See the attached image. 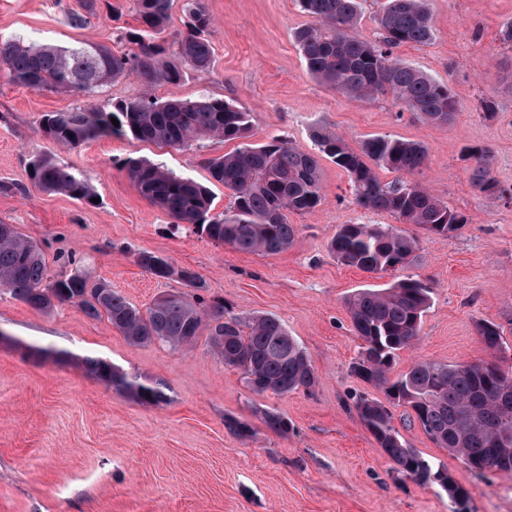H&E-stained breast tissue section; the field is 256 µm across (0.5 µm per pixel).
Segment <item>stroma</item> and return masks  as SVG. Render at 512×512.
Returning a JSON list of instances; mask_svg holds the SVG:
<instances>
[{
    "label": "stroma",
    "instance_id": "stroma-1",
    "mask_svg": "<svg viewBox=\"0 0 512 512\" xmlns=\"http://www.w3.org/2000/svg\"><path fill=\"white\" fill-rule=\"evenodd\" d=\"M109 2L110 10L76 27L70 17L80 0H0V35L115 48L121 28L136 20L132 0ZM204 2L214 18L213 69L204 76L186 72L174 87L157 86V97L206 92L233 103L252 116V145L279 136L307 149L317 127L342 135L353 148L377 135L420 141L428 154L421 181L469 222L448 237L361 209L347 174L325 159L320 205L288 215L297 226L293 245L274 256L242 253L172 229L170 217L139 193L122 167L127 158L143 157L206 184L218 215L232 199L201 161L234 150L235 142L209 138L185 150L103 137L66 149L40 133L41 116L135 97L142 91L136 77L91 97L0 78V222L42 247L48 278L78 265L143 309L160 295L185 290L137 264L139 252H154L194 270L206 296L221 299L226 310L277 317L318 376L309 391L256 394L207 336L188 347L134 345L78 306L45 311L0 293V512H451L437 486L396 479L351 407L356 396L383 393L351 372L363 342L347 300L360 289L405 278L430 288L421 335L400 352L391 377L423 360L495 361L478 333L482 321L500 327L512 355V202L475 189L462 158L464 147H489L494 178L512 188V47L499 39L502 24L512 20V0H430L433 41L396 48L405 62L448 83L458 110L446 126L422 123L388 97L349 99L311 77L293 38L310 19L291 0ZM485 98L496 105L490 120L481 109ZM36 155L89 178L99 203L35 187L29 163ZM342 224L400 226L417 241L413 262L379 277L339 264L328 244ZM51 349L66 351V359L54 361ZM87 356L164 383L167 402L142 405L108 387L86 369ZM264 409L288 418V432L270 430ZM408 413L395 409L402 437L469 491L471 512H512L505 474L477 478ZM229 415L250 426V437L229 433Z\"/></svg>",
    "mask_w": 512,
    "mask_h": 512
}]
</instances>
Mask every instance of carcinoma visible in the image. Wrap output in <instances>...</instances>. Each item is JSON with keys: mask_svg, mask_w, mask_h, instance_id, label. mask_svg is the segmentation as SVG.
Here are the masks:
<instances>
[{"mask_svg": "<svg viewBox=\"0 0 512 512\" xmlns=\"http://www.w3.org/2000/svg\"><path fill=\"white\" fill-rule=\"evenodd\" d=\"M139 26L124 27L119 35L125 49L104 44L61 46L30 43L22 37L0 38V76L36 91L93 95L112 81L134 75L143 92L103 107L50 112L39 121L40 132L73 149L100 138H132L175 148H190L206 136L226 141L248 137L250 113L203 94L196 99L175 95L158 98L154 86L180 84L189 69L208 74L213 68L210 35L214 20L203 0H184L185 31L173 42L164 36L172 0H132ZM312 22L294 33V40L311 76L350 99L389 96L406 110L433 125H447L457 102L448 87L404 62L394 49L405 44L427 45L435 35L429 0H383L377 24L380 43L354 33L358 0H293ZM117 119L114 126L111 119ZM312 148L301 149L285 138L255 146L242 144L201 164L233 199L229 210L210 214L209 189L165 166L128 158L123 168L140 194L165 211L177 227H188L208 239L242 252L268 255L287 250L296 236L288 223L290 212L313 211L322 199L320 158L331 159L346 172L354 203L364 210L385 211L404 224H417L431 233L453 237L468 217L451 210L417 175L427 161L420 141L391 135L365 139L351 149L339 136L316 130ZM471 183L482 193L512 201V191L498 187L491 173V151L467 150ZM397 177L384 183L377 170ZM36 187L66 194L86 203L97 197L87 178L53 159L36 155L30 162ZM416 240L392 225L340 224L330 241V253L342 264L366 273L386 272L412 263ZM137 263L157 278H176L195 294H170L141 311L104 281L79 273L47 276L42 249L22 237L12 224H0V291L41 310L55 304H74L94 319L107 321L132 344L161 342L173 347L195 343L208 328L211 347L224 363L239 369L247 387L258 394H288L311 390L318 377L312 361L280 321L267 315L224 317V303L205 299L199 275L173 266L152 252L138 253ZM353 328L364 345L352 370L385 395L405 398L415 419L431 440L460 454L480 474L512 476V398L505 399L498 383H512V363L494 364L481 376L476 364L449 365L421 361L393 380L389 372L398 353L417 340L430 305V289L406 278L384 289L366 288L347 302ZM481 341L492 351L502 348L500 328L478 325ZM85 364L107 385L143 405L167 399L160 382L146 381L111 363L88 357ZM353 408L359 420L392 464L393 472L417 485H437L457 503L452 512H470V493L447 469L409 447L395 425V415L383 401L359 396ZM265 424L288 433L282 414L260 410Z\"/></svg>", "mask_w": 512, "mask_h": 512, "instance_id": "1", "label": "carcinoma"}]
</instances>
